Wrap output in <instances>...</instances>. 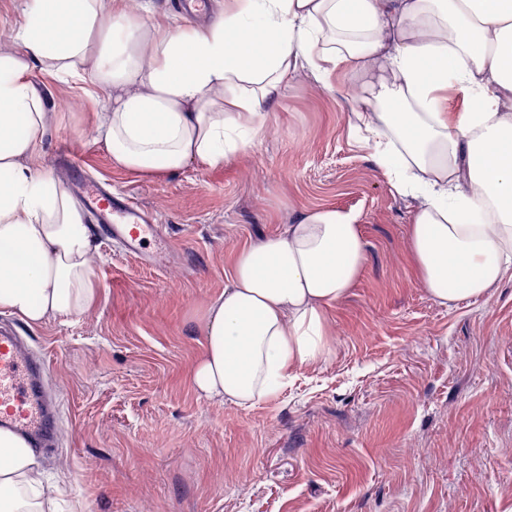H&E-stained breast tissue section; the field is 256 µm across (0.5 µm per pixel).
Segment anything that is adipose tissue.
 Here are the masks:
<instances>
[{"label":"adipose tissue","mask_w":512,"mask_h":512,"mask_svg":"<svg viewBox=\"0 0 512 512\" xmlns=\"http://www.w3.org/2000/svg\"><path fill=\"white\" fill-rule=\"evenodd\" d=\"M0 44V310L28 325L95 300L98 246L82 208L33 167L54 102L39 69L106 99L97 127L116 169L214 168L248 148L291 72L345 65L360 76L355 126L399 193L423 200L409 247L440 303L512 280V0H224L210 25L159 29L153 0H20ZM467 91L442 112L449 81ZM365 260L359 216L319 208L240 248L206 307L190 383L250 407L328 349L327 313ZM58 485L33 448L0 429V512H56Z\"/></svg>","instance_id":"ef3b65f1"}]
</instances>
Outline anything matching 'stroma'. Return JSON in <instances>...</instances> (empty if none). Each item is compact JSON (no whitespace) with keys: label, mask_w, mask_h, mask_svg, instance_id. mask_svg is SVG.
<instances>
[{"label":"stroma","mask_w":512,"mask_h":512,"mask_svg":"<svg viewBox=\"0 0 512 512\" xmlns=\"http://www.w3.org/2000/svg\"><path fill=\"white\" fill-rule=\"evenodd\" d=\"M58 105L33 161L109 184L152 223V260L98 237L96 302L30 327L57 446L41 452L61 512H512V280L440 304L409 251L419 199L395 193L354 114L362 81L291 75L251 148L224 166L114 169L95 137L104 99L36 70ZM359 213L365 261L328 314L327 353L254 406L191 387L199 322L236 251L304 212Z\"/></svg>","instance_id":"35a3bbf8"}]
</instances>
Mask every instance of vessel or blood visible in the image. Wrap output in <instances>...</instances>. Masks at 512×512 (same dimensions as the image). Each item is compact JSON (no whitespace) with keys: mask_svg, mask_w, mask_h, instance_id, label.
<instances>
[{"mask_svg":"<svg viewBox=\"0 0 512 512\" xmlns=\"http://www.w3.org/2000/svg\"><path fill=\"white\" fill-rule=\"evenodd\" d=\"M90 209L99 215L106 233L120 237L132 256H140L157 227L140 212L127 208L103 188L86 191ZM46 367L36 361L17 337L0 329V428L25 437L30 445H54V408L45 392Z\"/></svg>","mask_w":512,"mask_h":512,"instance_id":"vessel-or-blood-1","label":"vessel or blood"}]
</instances>
